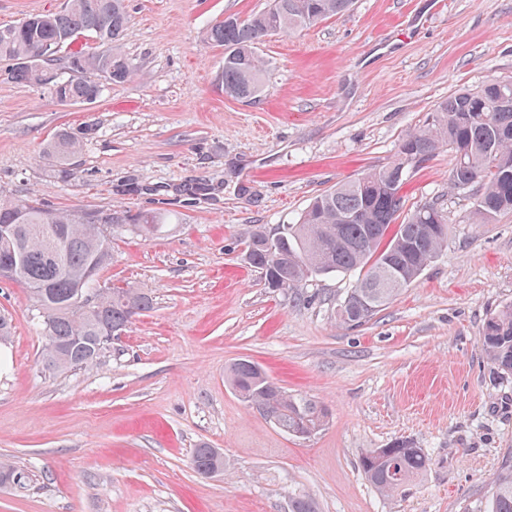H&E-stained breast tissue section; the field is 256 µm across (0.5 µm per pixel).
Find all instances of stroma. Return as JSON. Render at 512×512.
Returning a JSON list of instances; mask_svg holds the SVG:
<instances>
[{
    "label": "stroma",
    "instance_id": "obj_1",
    "mask_svg": "<svg viewBox=\"0 0 512 512\" xmlns=\"http://www.w3.org/2000/svg\"><path fill=\"white\" fill-rule=\"evenodd\" d=\"M267 0H127L121 39L135 68L86 106L7 79L0 64V199L55 209L171 215L161 233H112L99 283L151 293L93 366L45 371L43 319L0 281V512H482L512 459V373L480 348L485 320L512 302V213L473 215L475 189L450 182L443 151L404 188L435 202L448 241L409 288L364 325L336 309L352 276L281 293L244 261L255 227L277 232L337 182L392 161L402 137L455 90L512 79V0H356L348 13L266 39L250 101L216 84L224 50L205 39L225 15ZM92 125L75 173L54 177L43 144ZM260 364L288 393L326 406L307 439L281 431L225 381ZM408 440L430 458L397 493L363 477L366 450ZM224 469L194 471L200 445Z\"/></svg>",
    "mask_w": 512,
    "mask_h": 512
}]
</instances>
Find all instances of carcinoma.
<instances>
[{
	"label": "carcinoma",
	"instance_id": "cac0c4a2",
	"mask_svg": "<svg viewBox=\"0 0 512 512\" xmlns=\"http://www.w3.org/2000/svg\"><path fill=\"white\" fill-rule=\"evenodd\" d=\"M353 0H270L268 7L236 24L219 21L206 32L208 42L224 48L219 81L224 95L251 100L261 91L266 72L257 45L269 36L288 35L348 11ZM128 23L126 0H67L57 13H36L14 25L0 26V61L8 78L39 86L62 105L94 103L100 80L129 81L134 67L120 47ZM95 46L66 58V79L38 77L32 59L47 45L69 46L79 36ZM90 128L63 129L43 150L60 179L71 176L70 161ZM442 150L465 156L454 162L452 185L477 187L474 217L489 224L512 212V81L499 86L459 89L435 105L425 124L401 139L394 160L381 168L344 179L313 197L294 224L278 239L264 242L250 233L246 249L252 266L270 288H301L309 278L355 273L336 311L338 322L358 327L410 287L438 256L448 240V216L434 203L406 207L403 189L414 169ZM165 223L161 212L130 213L111 208L48 209L22 201H0V225L15 228L11 247L0 249V279L25 288L44 317L47 343L44 367L64 372L90 367L100 358V318L122 331L150 310L152 296L140 288H114L100 295V310L77 311L79 294L97 287L109 264L112 231L95 232V224L126 227L141 236L156 235ZM485 356L512 372V303L490 314L482 326ZM228 382L245 401L288 434L317 432L328 413L317 402L288 394L250 360L231 365ZM193 468L200 474L224 470L216 448L195 450ZM429 466L423 449L409 441L373 448L360 458L365 479L392 494ZM483 512H512V461L507 459L489 482Z\"/></svg>",
	"mask_w": 512,
	"mask_h": 512
}]
</instances>
